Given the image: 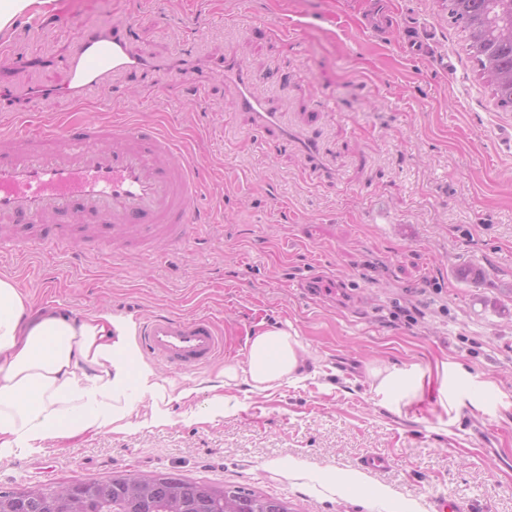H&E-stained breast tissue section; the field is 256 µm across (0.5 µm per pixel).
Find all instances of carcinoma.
<instances>
[{
    "mask_svg": "<svg viewBox=\"0 0 512 512\" xmlns=\"http://www.w3.org/2000/svg\"><path fill=\"white\" fill-rule=\"evenodd\" d=\"M448 23L465 34L468 50L488 77L497 103L512 109V0H442ZM0 512H292L288 502L237 486L192 481L171 472L105 480L77 479L54 487L0 491Z\"/></svg>",
    "mask_w": 512,
    "mask_h": 512,
    "instance_id": "obj_1",
    "label": "carcinoma"
}]
</instances>
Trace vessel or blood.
Returning a JSON list of instances; mask_svg holds the SVG:
<instances>
[{"instance_id":"b4317fda","label":"vessel or blood","mask_w":512,"mask_h":512,"mask_svg":"<svg viewBox=\"0 0 512 512\" xmlns=\"http://www.w3.org/2000/svg\"><path fill=\"white\" fill-rule=\"evenodd\" d=\"M129 28L93 25L83 30L68 63L63 89L72 100L102 86L111 76L146 67L128 48ZM235 82L236 105L262 128H276L281 114L253 89L244 68L224 66ZM200 190L193 153L156 126L129 117L26 129L0 128V222L4 224H97L121 233L136 230L142 241L163 238L173 246L195 240ZM42 238H0V251L30 252ZM144 355L174 370L202 368L230 343L207 316L185 318L153 313L138 326Z\"/></svg>"}]
</instances>
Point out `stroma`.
Masks as SVG:
<instances>
[{"label": "stroma", "mask_w": 512, "mask_h": 512, "mask_svg": "<svg viewBox=\"0 0 512 512\" xmlns=\"http://www.w3.org/2000/svg\"><path fill=\"white\" fill-rule=\"evenodd\" d=\"M106 22L133 24L129 47L153 69L81 105L25 96L64 85L82 26ZM413 27L431 32L428 51L405 48ZM1 43L18 119L126 114L194 149L202 225L147 258L134 231L101 251L97 225H69L62 246L0 254V277L82 317L205 315L232 349L203 368L159 365L194 390L163 422L144 400L121 430L0 459V491L173 472L293 512H429L441 493L465 512H512V112L442 0H40ZM228 58L281 127L236 111ZM284 321L312 356L308 378L250 398L224 387L227 410H213L209 379ZM371 364L448 365L447 406L395 408ZM370 455L388 466L365 468Z\"/></svg>", "instance_id": "1"}]
</instances>
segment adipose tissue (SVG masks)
Here are the masks:
<instances>
[{
    "label": "adipose tissue",
    "mask_w": 512,
    "mask_h": 512,
    "mask_svg": "<svg viewBox=\"0 0 512 512\" xmlns=\"http://www.w3.org/2000/svg\"><path fill=\"white\" fill-rule=\"evenodd\" d=\"M131 317L102 309L79 317L55 307L34 308L8 277L0 278V458L18 457L88 433L128 425L138 401L152 404V421L164 407L191 396L142 361ZM309 354L289 322L259 330L243 360L216 373L222 385L244 383L260 394L308 376ZM375 393L397 394L408 405L423 399L430 368L371 364Z\"/></svg>",
    "instance_id": "adipose-tissue-1"
}]
</instances>
